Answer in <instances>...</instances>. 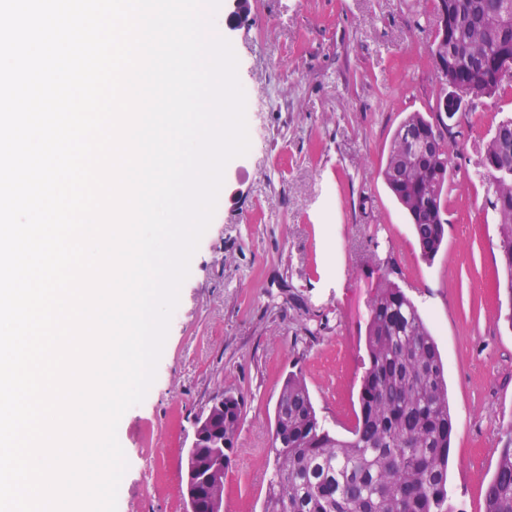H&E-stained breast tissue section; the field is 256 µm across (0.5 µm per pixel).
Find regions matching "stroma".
Returning a JSON list of instances; mask_svg holds the SVG:
<instances>
[{
	"mask_svg": "<svg viewBox=\"0 0 512 512\" xmlns=\"http://www.w3.org/2000/svg\"><path fill=\"white\" fill-rule=\"evenodd\" d=\"M434 22L432 0H252L229 37L257 102L246 115L250 149L225 168L156 379L119 420L128 469L118 512H184L183 450L221 390L244 400L224 512H262L288 372L303 373L319 415L346 436L368 301L389 265L443 355L456 419L450 494L459 512H483L512 431V305L497 290L498 225L480 162L512 117V90L462 113L445 244L425 262L381 170L402 119L429 113L436 98Z\"/></svg>",
	"mask_w": 512,
	"mask_h": 512,
	"instance_id": "1",
	"label": "stroma"
}]
</instances>
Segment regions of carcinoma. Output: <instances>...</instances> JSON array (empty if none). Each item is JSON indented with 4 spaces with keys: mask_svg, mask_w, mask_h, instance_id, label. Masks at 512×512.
<instances>
[{
    "mask_svg": "<svg viewBox=\"0 0 512 512\" xmlns=\"http://www.w3.org/2000/svg\"><path fill=\"white\" fill-rule=\"evenodd\" d=\"M446 12V34L434 36L432 62L450 56L440 83L462 84L481 101L506 84L493 64L512 57V0H434ZM437 142L412 157L401 129ZM448 137L435 113L414 112L396 129L383 180L405 212L421 258L432 262L445 241L448 183L453 177ZM512 150V118L499 122L485 152ZM484 178L501 200L499 226L504 292L512 307V179L487 169ZM388 268L368 304L366 356L355 423L339 438L320 418L306 382L290 372L276 401L269 457L272 468L263 512H454L448 461L455 418L439 346L414 302L389 278ZM243 400L224 391V408L207 410L224 427V444L237 437ZM483 512H512V436L498 449L483 494Z\"/></svg>",
    "mask_w": 512,
    "mask_h": 512,
    "instance_id": "cac0c4a2",
    "label": "carcinoma"
}]
</instances>
